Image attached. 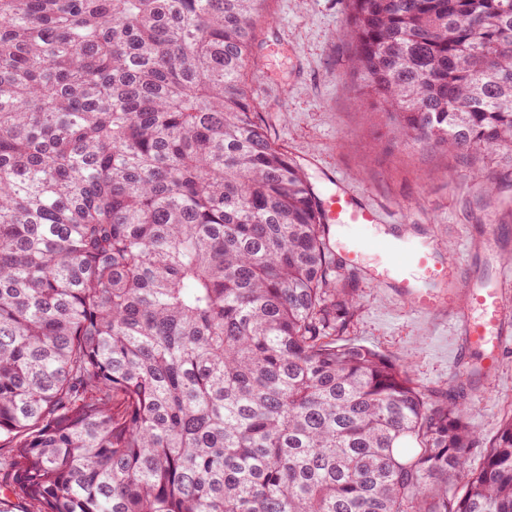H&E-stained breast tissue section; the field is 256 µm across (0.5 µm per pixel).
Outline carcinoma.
Returning <instances> with one entry per match:
<instances>
[{"label": "carcinoma", "mask_w": 512, "mask_h": 512, "mask_svg": "<svg viewBox=\"0 0 512 512\" xmlns=\"http://www.w3.org/2000/svg\"><path fill=\"white\" fill-rule=\"evenodd\" d=\"M348 2L398 140L512 155V0ZM267 3L0 0V489L37 512H512V411L488 441L344 339L358 298L245 81Z\"/></svg>", "instance_id": "cac0c4a2"}]
</instances>
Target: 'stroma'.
Masks as SVG:
<instances>
[{
  "label": "stroma",
  "instance_id": "1",
  "mask_svg": "<svg viewBox=\"0 0 512 512\" xmlns=\"http://www.w3.org/2000/svg\"><path fill=\"white\" fill-rule=\"evenodd\" d=\"M257 32L249 88L276 147L304 170L315 193L348 183L392 223L425 236L438 258H457L465 280L512 289V168L499 151L462 158L395 139L377 99L349 66L347 0H269ZM493 184V193L483 190ZM359 306L347 341L406 363L439 393L466 397L485 436L512 409V346L492 376L455 368L459 338L447 315L426 317L362 271L337 265Z\"/></svg>",
  "mask_w": 512,
  "mask_h": 512
}]
</instances>
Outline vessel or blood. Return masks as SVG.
<instances>
[{"mask_svg":"<svg viewBox=\"0 0 512 512\" xmlns=\"http://www.w3.org/2000/svg\"><path fill=\"white\" fill-rule=\"evenodd\" d=\"M320 208L325 224L371 232L368 244L352 237L338 243L347 264L365 269L374 283L395 289L420 314L457 313L456 260L439 261L423 237L375 235L374 229L381 222L378 210L353 195L347 186L321 200ZM503 294L500 288L471 287L468 295L474 312L461 319L457 361L462 364L477 357L481 372L488 376L495 372L501 348L512 340V308L505 305Z\"/></svg>","mask_w":512,"mask_h":512,"instance_id":"obj_1","label":"vessel or blood"}]
</instances>
